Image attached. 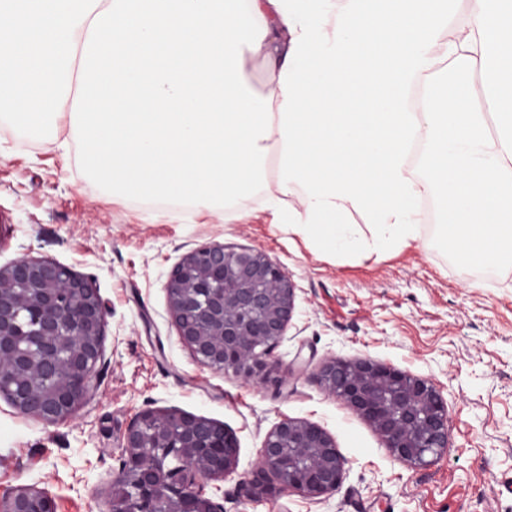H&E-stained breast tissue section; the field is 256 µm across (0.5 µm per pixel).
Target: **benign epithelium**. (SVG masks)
Listing matches in <instances>:
<instances>
[{
    "label": "benign epithelium",
    "mask_w": 512,
    "mask_h": 512,
    "mask_svg": "<svg viewBox=\"0 0 512 512\" xmlns=\"http://www.w3.org/2000/svg\"><path fill=\"white\" fill-rule=\"evenodd\" d=\"M179 340L203 366L232 370L246 380H265L269 355L291 321L297 286L265 253L231 249L219 242L185 253L166 282ZM106 308L95 283L71 268L42 258L22 257L0 267V393L9 381L8 400L21 414L47 423L72 418L88 397L102 356ZM327 391L366 419L391 455L424 466L449 444L448 405L431 380L371 357L330 360L319 372ZM176 424L177 443L140 465L137 495L123 512H145L155 491L182 503L177 512H222L202 492L203 483L233 471L238 443L223 424L175 410L138 413L123 440L124 464L143 447L146 424ZM192 457L184 459L181 449ZM347 460L321 427L284 418L267 434L247 483L253 499L291 492L310 499L333 493ZM0 512H54L51 498L20 488L0 501Z\"/></svg>",
    "instance_id": "7a95c632"
}]
</instances>
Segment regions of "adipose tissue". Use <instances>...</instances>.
Instances as JSON below:
<instances>
[{"label":"adipose tissue","instance_id":"adipose-tissue-1","mask_svg":"<svg viewBox=\"0 0 512 512\" xmlns=\"http://www.w3.org/2000/svg\"><path fill=\"white\" fill-rule=\"evenodd\" d=\"M63 120L120 198L221 221L258 191L334 253L409 245L429 198L463 260L512 258V0H0V121Z\"/></svg>","mask_w":512,"mask_h":512}]
</instances>
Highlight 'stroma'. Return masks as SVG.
Instances as JSON below:
<instances>
[{
    "label": "stroma",
    "instance_id": "35a3bbf8",
    "mask_svg": "<svg viewBox=\"0 0 512 512\" xmlns=\"http://www.w3.org/2000/svg\"><path fill=\"white\" fill-rule=\"evenodd\" d=\"M218 241L266 253L298 286L264 383L199 365L177 336L165 288L182 255ZM43 257L92 278L108 307L102 358L73 420L48 424L0 395V500L27 486L55 512H109L122 439L146 409L223 423L239 443L223 512H512V266L464 263L435 217L411 246L319 251L272 224L261 194L225 222L191 208L115 199L71 151L0 126V266ZM368 356L433 380L450 448L426 467L394 459L318 380L334 358ZM319 425L348 464L332 494L251 500L244 486L282 418Z\"/></svg>",
    "mask_w": 512,
    "mask_h": 512
}]
</instances>
